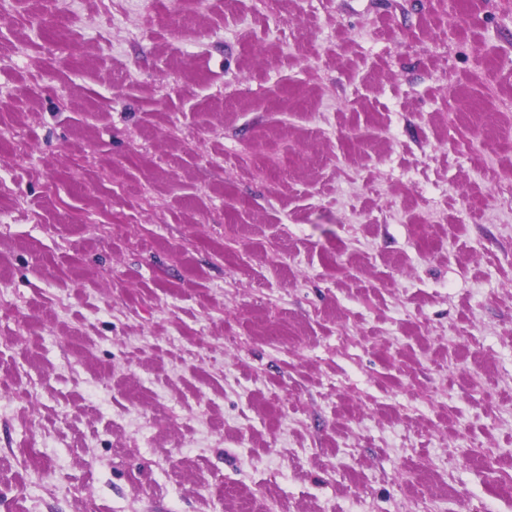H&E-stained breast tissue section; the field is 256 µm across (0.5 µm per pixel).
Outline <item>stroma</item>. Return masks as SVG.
<instances>
[{"instance_id": "obj_1", "label": "stroma", "mask_w": 512, "mask_h": 512, "mask_svg": "<svg viewBox=\"0 0 512 512\" xmlns=\"http://www.w3.org/2000/svg\"><path fill=\"white\" fill-rule=\"evenodd\" d=\"M0 512H512V0H0Z\"/></svg>"}]
</instances>
